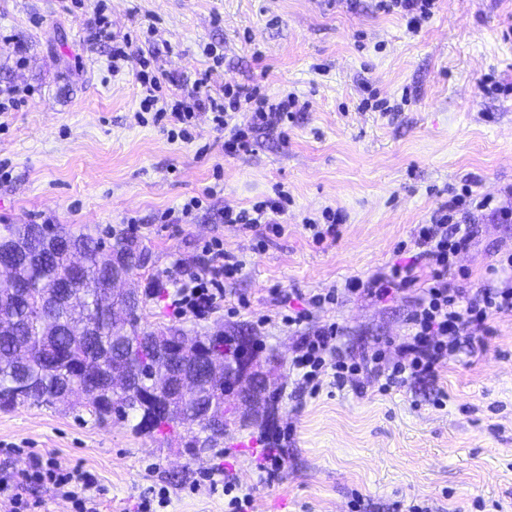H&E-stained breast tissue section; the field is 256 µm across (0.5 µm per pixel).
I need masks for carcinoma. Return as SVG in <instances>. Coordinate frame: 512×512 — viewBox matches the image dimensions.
I'll return each mask as SVG.
<instances>
[{
    "label": "carcinoma",
    "instance_id": "obj_1",
    "mask_svg": "<svg viewBox=\"0 0 512 512\" xmlns=\"http://www.w3.org/2000/svg\"><path fill=\"white\" fill-rule=\"evenodd\" d=\"M7 231L0 248L13 250L15 262L0 279V407H50L65 391L97 420L137 412L140 432L182 426L186 448L217 446L224 429L195 422L188 410L154 420L144 414L140 389L116 396L96 383L115 358L126 359L135 378L172 369L162 355L140 350L139 340L153 335L141 324V296L112 288L114 279L144 266L147 252L130 236L105 242L54 224H10ZM202 340L222 360L232 342L245 337L218 331ZM199 381L205 400L219 411L224 375L206 373Z\"/></svg>",
    "mask_w": 512,
    "mask_h": 512
}]
</instances>
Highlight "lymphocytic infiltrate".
<instances>
[{
  "label": "lymphocytic infiltrate",
  "mask_w": 512,
  "mask_h": 512,
  "mask_svg": "<svg viewBox=\"0 0 512 512\" xmlns=\"http://www.w3.org/2000/svg\"><path fill=\"white\" fill-rule=\"evenodd\" d=\"M160 53V45H152L134 74L141 87V110L156 111L174 125L189 123L199 113H207L217 131L228 132L229 138L224 142L228 153L241 154L251 149L247 136L231 125L242 104H253L255 124L279 127L287 126L294 113L307 107L292 92L281 99L261 97L256 90L242 86L214 93L204 76L194 79L182 95L161 99L159 91L169 76L152 66ZM287 203V193L279 191L248 209L225 208L224 221L262 235L278 236L285 230L278 218L286 214ZM485 210L495 212L502 221L512 220V212L497 207L492 197L479 198L471 187H462L459 194L432 214L429 223L420 225L408 263L392 266L365 281L349 279L341 289L310 294L300 310L291 308V295L282 294V303L290 307L283 322L301 331L291 361L301 385L318 392L323 376L328 375L341 390L365 376L373 378L380 392L388 393L408 381L437 377L450 356L463 351L472 356L483 354L493 333L492 318L512 313V282L480 288H464L458 283L466 272L458 267L457 258L476 234V212ZM242 268V260L225 253L219 244L206 246L198 270L170 300L175 315L200 318L218 308L227 298L226 283L235 280ZM406 291L416 292L417 299L408 318L409 333L398 350L378 342L360 357L351 358L337 344L343 332L339 324L326 323L308 333L303 330L314 312L338 303L344 294L382 302ZM36 481L50 484L56 496L70 502L75 512H99L97 480L92 473L79 468L63 470L38 459L29 468L0 475V496L13 503L14 512H40L41 500L30 501L22 496L23 489Z\"/></svg>",
  "instance_id": "1"
}]
</instances>
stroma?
Wrapping results in <instances>:
<instances>
[{
  "mask_svg": "<svg viewBox=\"0 0 512 512\" xmlns=\"http://www.w3.org/2000/svg\"><path fill=\"white\" fill-rule=\"evenodd\" d=\"M103 8L130 34L131 57L150 34L171 45L159 60L175 80L209 71L210 87L250 86L309 102L288 130L235 122L253 142L228 156L224 136L199 114L190 141L142 122L131 68L112 72L111 46L89 20ZM0 87L32 90L0 113V231L58 224L92 238L133 231L148 252L128 287L146 298L142 323L224 330L256 342L254 370L281 392L275 408L193 456L178 434L136 431L135 418L98 424L81 409L24 405L0 410V471L25 469L29 453L94 473L102 512H135L147 489L164 487L161 512H227L223 492L201 487L223 470L254 499V512H396L425 501L430 512H512V313L495 316L485 353L449 359L437 378L379 394L323 385L299 389L290 364L297 334L279 318V292H317L368 278L400 262L451 189L512 209V0H441L429 23L406 29L376 0H0ZM221 47L213 61L205 45ZM282 189L287 228L257 248L254 232L225 223V207L247 209ZM193 195L202 207L176 224L168 211ZM345 216L335 242L315 246L304 218L324 208ZM136 228H129V221ZM478 234L458 264L465 288L512 249V223L480 213ZM223 241L245 263L227 286L247 309L176 317L168 296L195 271L203 245ZM414 295L385 303L347 297L314 313L338 322L342 349L360 356L377 341L399 345ZM447 405H434L440 395ZM274 448L282 479L263 482L256 463Z\"/></svg>",
  "mask_w": 512,
  "mask_h": 512,
  "instance_id": "stroma-1",
  "label": "stroma"
}]
</instances>
